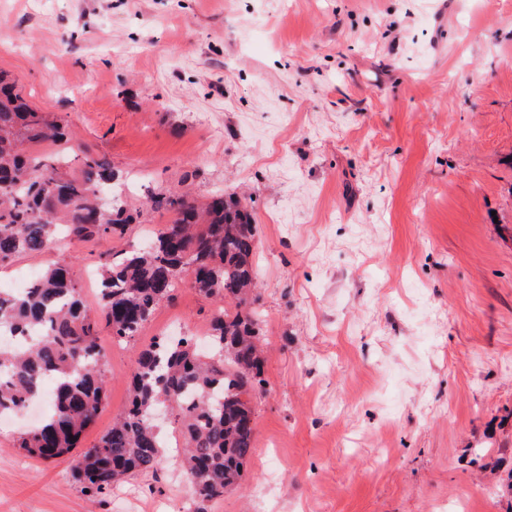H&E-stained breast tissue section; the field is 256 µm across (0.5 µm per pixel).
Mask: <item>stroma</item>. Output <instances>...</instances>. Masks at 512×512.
I'll use <instances>...</instances> for the list:
<instances>
[{"label": "stroma", "instance_id": "35a3bbf8", "mask_svg": "<svg viewBox=\"0 0 512 512\" xmlns=\"http://www.w3.org/2000/svg\"><path fill=\"white\" fill-rule=\"evenodd\" d=\"M0 71L105 157L138 224L0 268L95 263L169 224L161 189L227 190L257 224L265 391L212 512H512V0H0ZM189 284L141 336L99 330L106 400L151 340L209 333ZM0 423V512H187L174 452L89 499Z\"/></svg>", "mask_w": 512, "mask_h": 512}]
</instances>
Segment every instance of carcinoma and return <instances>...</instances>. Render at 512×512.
I'll list each match as a JSON object with an SVG mask.
<instances>
[{"mask_svg":"<svg viewBox=\"0 0 512 512\" xmlns=\"http://www.w3.org/2000/svg\"><path fill=\"white\" fill-rule=\"evenodd\" d=\"M67 140L62 119L30 107L16 83L0 74V268L56 241L122 237L140 215L118 194L109 211L101 210L99 188L116 182L106 158L83 155L75 176L62 170L57 156L30 150ZM150 204L175 217L143 245L100 258L97 314L84 306L67 264L49 267L23 292L0 290V331L30 338L21 349H0V417L43 398L53 385L51 412L16 447L43 460L69 458L73 479L96 499L115 481L163 464L167 443L152 417L166 403L182 421L180 464L192 487L188 512H209L241 486L254 453L252 398L265 384L249 308L257 301L254 217L222 192L203 206L186 192L170 191ZM185 278L215 303L209 348L198 351L190 336L160 337L144 347L131 373L130 404L95 447L76 451L106 398L99 324L119 341L138 336Z\"/></svg>","mask_w":512,"mask_h":512,"instance_id":"cac0c4a2","label":"carcinoma"}]
</instances>
